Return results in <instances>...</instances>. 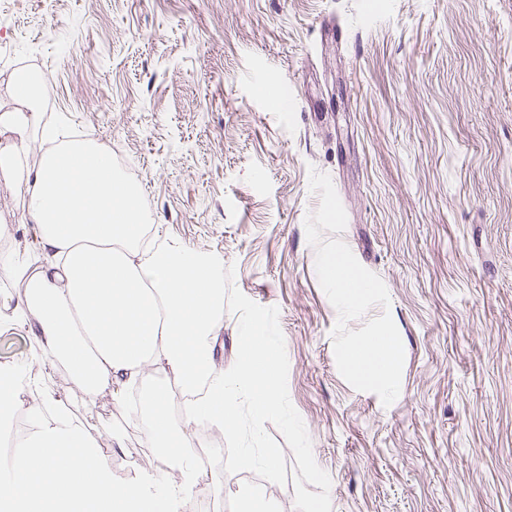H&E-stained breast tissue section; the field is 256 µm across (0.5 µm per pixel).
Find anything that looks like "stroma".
Segmentation results:
<instances>
[{
	"instance_id": "obj_1",
	"label": "stroma",
	"mask_w": 512,
	"mask_h": 512,
	"mask_svg": "<svg viewBox=\"0 0 512 512\" xmlns=\"http://www.w3.org/2000/svg\"><path fill=\"white\" fill-rule=\"evenodd\" d=\"M43 121L129 153L157 241L224 258L218 360L253 328L277 346L282 409L225 434L268 448L273 512H512V0H0ZM332 17L342 39L321 40ZM330 176L341 235L387 287L403 341L390 406L350 386L338 313L304 227ZM0 174V254L43 269ZM0 364L25 361L37 317L1 277ZM118 483L159 456L101 391L76 408Z\"/></svg>"
}]
</instances>
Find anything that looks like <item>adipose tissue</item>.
Returning <instances> with one entry per match:
<instances>
[{
  "label": "adipose tissue",
  "mask_w": 512,
  "mask_h": 512,
  "mask_svg": "<svg viewBox=\"0 0 512 512\" xmlns=\"http://www.w3.org/2000/svg\"><path fill=\"white\" fill-rule=\"evenodd\" d=\"M112 151L97 140L45 153L26 186L23 207L38 224L51 256L27 277L15 321L40 320L31 343L34 365L68 367L65 389L18 364L0 365V438L9 439L19 401L16 379L26 374L27 436L14 442L0 468V512H182L195 494L221 495L223 478L199 471L186 450L190 425L207 420L220 430L237 426V401L255 415L278 411L272 380L274 344L252 336L243 360L225 375L214 340L224 326V260L172 237L156 251L141 250L145 215L135 187L112 167ZM172 372L184 393L208 390L182 405L173 423L171 395L155 387L143 411L152 447L163 462L116 486L106 459L69 412L104 389L125 401L126 386ZM181 473L169 482L167 466Z\"/></svg>",
  "instance_id": "adipose-tissue-1"
}]
</instances>
